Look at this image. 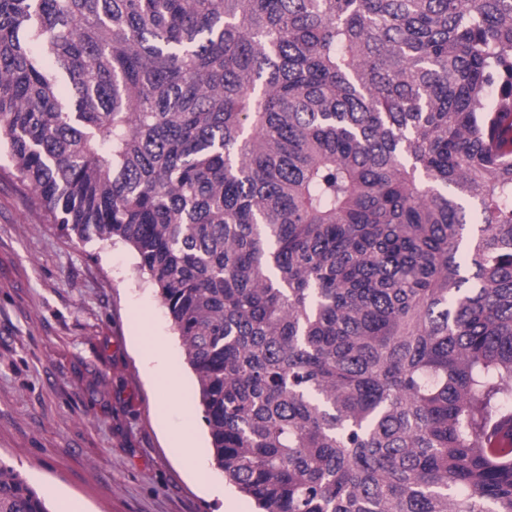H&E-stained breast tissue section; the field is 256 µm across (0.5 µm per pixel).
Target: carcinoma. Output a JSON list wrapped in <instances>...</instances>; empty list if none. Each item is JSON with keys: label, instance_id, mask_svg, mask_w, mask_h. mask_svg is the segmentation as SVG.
Here are the masks:
<instances>
[{"label": "carcinoma", "instance_id": "obj_1", "mask_svg": "<svg viewBox=\"0 0 512 512\" xmlns=\"http://www.w3.org/2000/svg\"><path fill=\"white\" fill-rule=\"evenodd\" d=\"M0 150L258 512H512V0H0Z\"/></svg>", "mask_w": 512, "mask_h": 512}]
</instances>
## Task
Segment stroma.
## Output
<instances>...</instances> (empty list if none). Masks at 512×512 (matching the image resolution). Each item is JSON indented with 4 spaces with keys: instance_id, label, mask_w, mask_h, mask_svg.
Returning a JSON list of instances; mask_svg holds the SVG:
<instances>
[{
    "instance_id": "1",
    "label": "stroma",
    "mask_w": 512,
    "mask_h": 512,
    "mask_svg": "<svg viewBox=\"0 0 512 512\" xmlns=\"http://www.w3.org/2000/svg\"><path fill=\"white\" fill-rule=\"evenodd\" d=\"M140 332L159 359L135 354ZM165 366L182 377L167 407L146 384ZM188 421L226 499L255 512L214 466L195 376L135 252L64 235L0 156V459L88 512H226L171 455L165 433Z\"/></svg>"
}]
</instances>
